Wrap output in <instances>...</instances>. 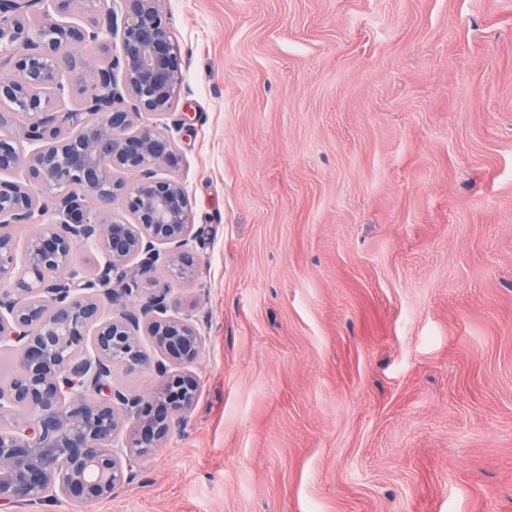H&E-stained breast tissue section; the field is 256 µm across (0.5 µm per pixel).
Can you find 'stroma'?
Instances as JSON below:
<instances>
[{
  "label": "stroma",
  "mask_w": 512,
  "mask_h": 512,
  "mask_svg": "<svg viewBox=\"0 0 512 512\" xmlns=\"http://www.w3.org/2000/svg\"><path fill=\"white\" fill-rule=\"evenodd\" d=\"M163 8L198 397L112 498L0 512H512V0Z\"/></svg>",
  "instance_id": "stroma-1"
}]
</instances>
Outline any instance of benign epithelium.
Listing matches in <instances>:
<instances>
[{
	"instance_id": "1",
	"label": "benign epithelium",
	"mask_w": 512,
	"mask_h": 512,
	"mask_svg": "<svg viewBox=\"0 0 512 512\" xmlns=\"http://www.w3.org/2000/svg\"><path fill=\"white\" fill-rule=\"evenodd\" d=\"M74 2L0 0V69L11 74L0 80V101L28 117L32 146L24 157L0 135V224L43 226L20 248L0 235V348L15 353L20 371L0 392V414L23 413L0 432V505L114 496L185 420L198 391L192 375L171 367L194 362L204 336L192 315L170 313L169 288L154 278L159 268L171 280L197 274L192 204L182 182L162 175L179 162L174 143L143 121L178 101L185 55L162 0H97L85 26L61 20ZM116 40L119 54L92 69L61 51ZM76 89L84 107L57 108ZM122 171L135 180L118 178ZM117 199L131 221L92 217ZM80 243L106 258L94 278L74 265ZM17 267L26 279L11 277ZM117 305L121 312L108 310ZM142 330L160 354L153 362ZM116 355L133 370L152 366L158 385L113 387Z\"/></svg>"
}]
</instances>
